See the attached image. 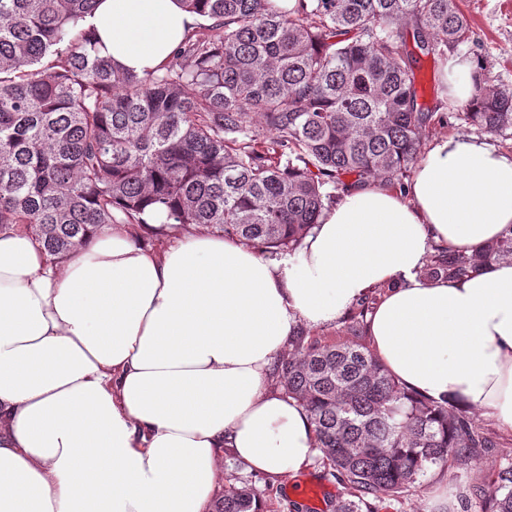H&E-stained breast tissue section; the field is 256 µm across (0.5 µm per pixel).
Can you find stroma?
<instances>
[{
    "instance_id": "35a3bbf8",
    "label": "stroma",
    "mask_w": 512,
    "mask_h": 512,
    "mask_svg": "<svg viewBox=\"0 0 512 512\" xmlns=\"http://www.w3.org/2000/svg\"><path fill=\"white\" fill-rule=\"evenodd\" d=\"M459 6L472 24L473 38L461 45L457 56L462 60L482 61L486 76L495 84L512 87V0H460ZM447 57L417 55L415 71L419 101L432 112L448 113L446 122H436L422 135L423 146L442 136L464 134L477 136L475 127L456 120V112L463 104L453 98L447 89L445 67ZM482 425L494 433L497 445L488 449L482 458L481 469L463 462L430 470L420 477L404 497L381 495L369 498V512H435L440 500H447V512H479L475 502L463 499L468 485L479 474H492L502 458L512 456V429L503 428L495 419L482 417ZM316 483L326 491L320 512H334L338 498L347 497V489L339 483L334 470L315 455L310 467L293 477H271L247 472L232 455H225L219 479L220 489L248 486L262 500L264 512H313L310 503L299 490Z\"/></svg>"
}]
</instances>
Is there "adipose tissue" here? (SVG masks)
<instances>
[{"instance_id": "1", "label": "adipose tissue", "mask_w": 512, "mask_h": 512, "mask_svg": "<svg viewBox=\"0 0 512 512\" xmlns=\"http://www.w3.org/2000/svg\"><path fill=\"white\" fill-rule=\"evenodd\" d=\"M196 20L180 0H100L88 24L141 74ZM510 226L512 154L457 135L404 190L349 189L294 256L204 230L155 251L116 224L57 259L0 232V512H211L228 448L301 471L317 436L273 365L377 288L368 334L389 372L512 429V262L421 275L433 244L469 253Z\"/></svg>"}]
</instances>
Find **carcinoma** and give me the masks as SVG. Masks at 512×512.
I'll return each mask as SVG.
<instances>
[{
  "label": "carcinoma",
  "mask_w": 512,
  "mask_h": 512,
  "mask_svg": "<svg viewBox=\"0 0 512 512\" xmlns=\"http://www.w3.org/2000/svg\"><path fill=\"white\" fill-rule=\"evenodd\" d=\"M99 0H0V229L31 230L51 256L151 213L271 256L294 255L337 191L403 184L438 120L417 100L412 53L445 56L473 31L458 0H182L211 35L188 32L138 74L96 50ZM455 118L512 131V88L476 75ZM512 262V230L471 254L436 249L421 271L454 280ZM291 337L274 371L309 412L319 450L349 489L399 498L434 467L477 464L492 433L456 406L406 390L361 341ZM481 512H512V458L472 487ZM237 488L212 512H259Z\"/></svg>",
  "instance_id": "cac0c4a2"
}]
</instances>
